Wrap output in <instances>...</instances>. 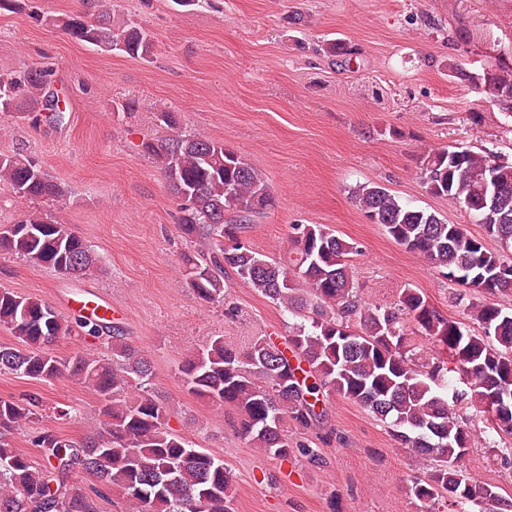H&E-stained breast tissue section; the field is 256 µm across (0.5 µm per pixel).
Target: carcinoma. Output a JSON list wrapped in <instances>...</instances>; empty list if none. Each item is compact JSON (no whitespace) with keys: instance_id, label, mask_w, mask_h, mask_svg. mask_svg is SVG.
Here are the masks:
<instances>
[{"instance_id":"1","label":"carcinoma","mask_w":512,"mask_h":512,"mask_svg":"<svg viewBox=\"0 0 512 512\" xmlns=\"http://www.w3.org/2000/svg\"><path fill=\"white\" fill-rule=\"evenodd\" d=\"M88 12L62 18L30 17L61 28L72 40L105 52L146 60L154 51L150 33L133 19L114 21L108 0H86ZM498 101L512 112V65L494 66ZM52 71L27 67L0 77V112L26 118L45 112L53 123L65 119ZM160 125L170 134L144 145L160 166L184 212L180 232L211 239L209 257H183L185 286L198 299L224 302V273L230 269L285 311L302 315L312 301L316 317L282 348L255 338L245 350L222 336L180 368L189 392L240 416L238 434L265 454L286 460L299 453L315 461L318 448L293 441L288 421L308 428L317 419L322 392L336 393L371 412L391 428L400 447L437 462L407 488L425 509L448 497L470 512L492 505L512 512V502L496 486L471 479L463 463L474 434L459 413L491 411L489 429L512 437V309L494 298L512 294V163L468 147L437 148L420 155L426 191L459 203L485 234L501 244L488 250L483 239L461 224L402 202L379 184L354 191L356 203L374 224L407 250L423 256L443 276L476 294L468 317L476 325L450 320L416 290L407 288L395 306L382 308L359 295L351 256L355 243L324 224H293L289 249L266 257L240 239L242 225L274 207L263 177L224 143L181 130L178 113L162 109ZM0 182L35 207L0 229V252L47 266L67 278L101 263L100 256L69 225L36 205L65 195L39 160L20 153L0 154ZM229 220L212 224L217 216ZM0 325L18 345H0V371L35 381L62 374L90 388L104 403L108 433L79 439L39 431L37 465L14 448L15 431L36 419L29 405L0 400V512H96L92 497L71 482L77 472L105 489L119 488L136 512H232V477L224 459L194 448L167 427L166 407L151 388L152 364L106 316L61 315L37 297L0 289ZM448 353L429 369L415 363L407 328ZM86 328L104 341L107 353L77 350L65 358L51 345ZM453 373L460 389L446 378Z\"/></svg>"}]
</instances>
